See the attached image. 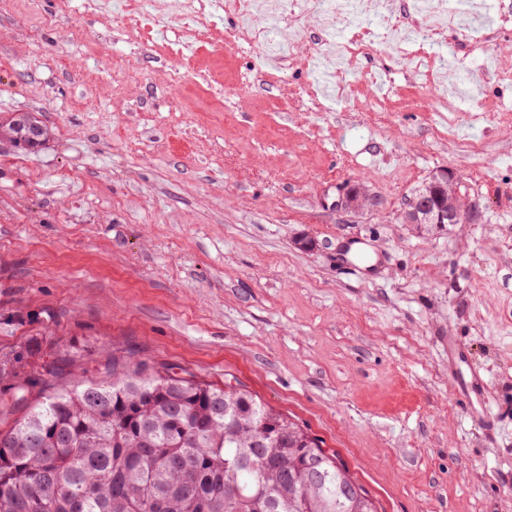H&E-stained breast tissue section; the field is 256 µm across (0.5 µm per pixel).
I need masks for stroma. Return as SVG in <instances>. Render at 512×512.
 Listing matches in <instances>:
<instances>
[{"label": "stroma", "instance_id": "obj_1", "mask_svg": "<svg viewBox=\"0 0 512 512\" xmlns=\"http://www.w3.org/2000/svg\"><path fill=\"white\" fill-rule=\"evenodd\" d=\"M214 19L190 61L141 43L117 0L0 10V113H39L36 154L0 140V362L115 347L262 402L337 451L381 512H512V0L436 46L423 80L375 26L376 50L237 55ZM320 102L311 111L312 102ZM449 168L467 220L406 224ZM363 183L377 204L338 207ZM314 241L298 245L301 237ZM479 373L453 387L447 335ZM453 380L457 392L468 397L471 402L472 398L478 403L485 401L484 385L479 374L472 372L469 375L454 373Z\"/></svg>", "mask_w": 512, "mask_h": 512}]
</instances>
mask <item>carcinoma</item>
Instances as JSON below:
<instances>
[{
	"instance_id": "carcinoma-1",
	"label": "carcinoma",
	"mask_w": 512,
	"mask_h": 512,
	"mask_svg": "<svg viewBox=\"0 0 512 512\" xmlns=\"http://www.w3.org/2000/svg\"><path fill=\"white\" fill-rule=\"evenodd\" d=\"M40 121L10 112L14 136ZM82 351L38 364L0 398V512H354L378 504L340 456L252 392L132 354L77 377Z\"/></svg>"
}]
</instances>
